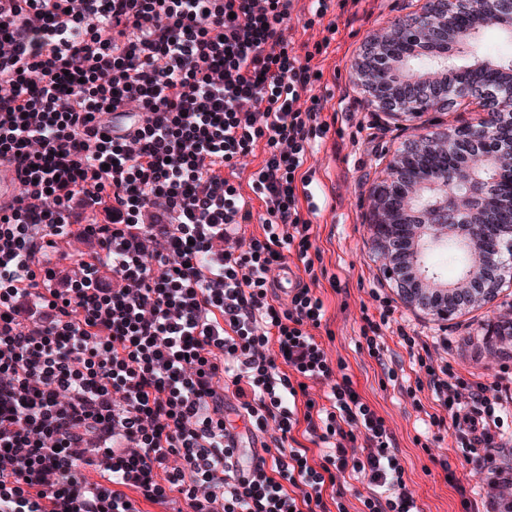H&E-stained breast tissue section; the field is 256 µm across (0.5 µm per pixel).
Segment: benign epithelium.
Segmentation results:
<instances>
[{
	"mask_svg": "<svg viewBox=\"0 0 512 512\" xmlns=\"http://www.w3.org/2000/svg\"><path fill=\"white\" fill-rule=\"evenodd\" d=\"M495 29L512 35V0H420L416 11L392 27L372 34L354 61L350 79L370 98L371 105L398 121L412 122L459 99L477 104L475 118L434 135L408 139L380 162V178L367 197L366 224L371 247L382 273L397 288L403 303L447 321L462 306L493 300L505 282L512 283V224H493L489 242L486 220L493 211L512 208L502 198L500 174L512 171V64L476 53L483 33ZM406 37V52L388 50L391 40ZM470 57L475 69L498 74L494 87L461 84L453 98L440 100L427 84L458 70L455 59ZM411 95L398 98V84ZM478 154L467 164L448 168L416 167V161L437 150L451 153L459 146ZM463 248V272L447 282L428 260L429 251ZM461 294L464 305L439 306L427 293Z\"/></svg>",
	"mask_w": 512,
	"mask_h": 512,
	"instance_id": "7a95c632",
	"label": "benign epithelium"
}]
</instances>
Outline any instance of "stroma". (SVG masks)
Returning a JSON list of instances; mask_svg holds the SVG:
<instances>
[{"instance_id": "1", "label": "stroma", "mask_w": 512, "mask_h": 512, "mask_svg": "<svg viewBox=\"0 0 512 512\" xmlns=\"http://www.w3.org/2000/svg\"><path fill=\"white\" fill-rule=\"evenodd\" d=\"M416 0H370L364 10L337 20L338 48L324 62V81L331 95L329 108L351 114L342 122V131L329 135L314 146L309 166L315 171L311 189L319 209L311 220L317 231L328 274L336 275L345 292H326L327 317L332 340L325 347L331 359H342L355 388L382 415L393 432L399 457L410 490L423 512H459L458 497L443 480L439 459H448L463 482L476 483L475 463L464 461L453 448V438L445 428H426L423 410L432 409L430 392L411 398L407 389L413 385L407 351L396 338H387L389 355L401 361L404 378L392 385L377 362L362 348L360 327L364 309L374 308L373 292L395 296L378 263L369 250L365 225L366 195L377 177L376 166L385 151L397 148L417 133L430 134L467 121L473 108L459 104L417 118L414 123L392 119L375 111L356 85L349 81L351 63L362 42L378 27L408 14ZM400 324L432 336L448 339L444 356L463 375L493 380L500 374L505 356L512 352V337L498 335L499 326L512 321V287L503 286L499 297L490 304L473 307L454 315L447 322L398 306ZM422 409H415L414 400Z\"/></svg>"}]
</instances>
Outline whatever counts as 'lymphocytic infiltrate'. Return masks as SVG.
<instances>
[{
    "instance_id": "lymphocytic-infiltrate-1",
    "label": "lymphocytic infiltrate",
    "mask_w": 512,
    "mask_h": 512,
    "mask_svg": "<svg viewBox=\"0 0 512 512\" xmlns=\"http://www.w3.org/2000/svg\"><path fill=\"white\" fill-rule=\"evenodd\" d=\"M359 2L0 0V162L19 182L0 202V512H347L362 473L361 512H420L385 418L319 335L306 163L339 115L317 59L329 14ZM295 12L320 39L288 35ZM292 257L283 303L272 273ZM377 302L360 332L388 380L390 328L456 454L511 451L501 382L435 359ZM236 418L278 431V454L241 448ZM440 466L464 512H512L511 465L478 506Z\"/></svg>"
}]
</instances>
